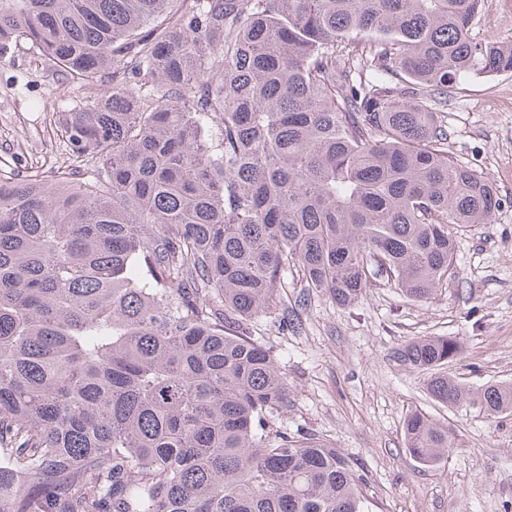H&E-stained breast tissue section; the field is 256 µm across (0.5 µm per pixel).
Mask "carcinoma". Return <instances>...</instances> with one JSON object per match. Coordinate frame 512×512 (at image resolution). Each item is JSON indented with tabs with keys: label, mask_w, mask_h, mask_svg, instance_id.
<instances>
[{
	"label": "carcinoma",
	"mask_w": 512,
	"mask_h": 512,
	"mask_svg": "<svg viewBox=\"0 0 512 512\" xmlns=\"http://www.w3.org/2000/svg\"><path fill=\"white\" fill-rule=\"evenodd\" d=\"M480 4L0 0V59L105 84L58 115L69 165L0 177V512H363L333 443L268 430L288 379L240 327L293 267L343 305L456 277L449 227L501 205L438 121L464 76L512 73ZM459 352L398 358L512 414L511 381L443 371ZM403 432L419 464L454 447L420 411Z\"/></svg>",
	"instance_id": "cac0c4a2"
}]
</instances>
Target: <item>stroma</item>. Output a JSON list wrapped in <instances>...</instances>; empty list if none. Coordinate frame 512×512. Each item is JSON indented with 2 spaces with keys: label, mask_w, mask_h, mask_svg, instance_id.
Here are the masks:
<instances>
[{
  "label": "stroma",
  "mask_w": 512,
  "mask_h": 512,
  "mask_svg": "<svg viewBox=\"0 0 512 512\" xmlns=\"http://www.w3.org/2000/svg\"><path fill=\"white\" fill-rule=\"evenodd\" d=\"M473 35L512 37V0H482ZM98 92L63 83L23 49L0 62V172L68 165L55 114ZM440 118L449 155L491 177L505 200L490 223L456 234V279L424 302L376 281L342 306L308 292L292 270L281 301L243 327L288 378L275 427L335 444L364 477V512H512V415L445 407L428 395L426 373L396 357L409 339L453 336L457 380L473 389L512 381V73L462 80ZM286 315L295 329H280ZM413 410L453 434L435 466L418 465L404 446Z\"/></svg>",
  "instance_id": "35a3bbf8"
}]
</instances>
